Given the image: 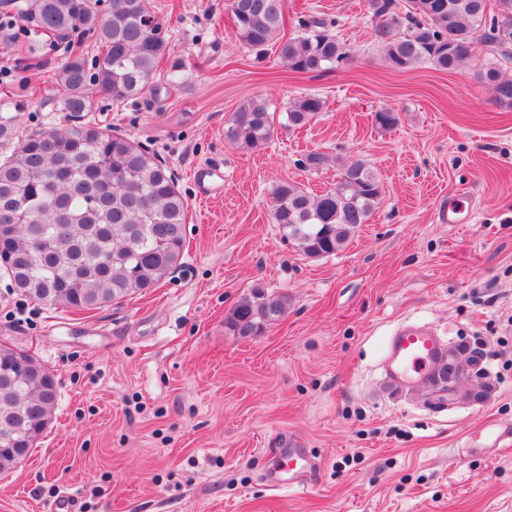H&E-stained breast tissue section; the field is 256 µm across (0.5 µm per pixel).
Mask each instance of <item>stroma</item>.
<instances>
[{
	"instance_id": "stroma-1",
	"label": "stroma",
	"mask_w": 512,
	"mask_h": 512,
	"mask_svg": "<svg viewBox=\"0 0 512 512\" xmlns=\"http://www.w3.org/2000/svg\"><path fill=\"white\" fill-rule=\"evenodd\" d=\"M169 26L163 69L178 80L91 118L157 154L188 204L181 266L158 287L89 311L31 301L0 270V340L53 375L57 409L31 453L0 475V512H512V446L469 448L486 423L512 427V108L480 79L500 54L478 41L451 72L386 63L368 0H288V28L337 18L352 59L318 77L256 55L226 0H149ZM0 50V80L27 77L20 135L70 121L53 111L63 49L20 74ZM305 93L322 112L276 125L245 150L224 136L250 98L274 113ZM392 109L388 130L373 119ZM320 153V168L307 167ZM361 160L382 196L335 254L310 257L271 215L281 183L319 194ZM467 193L474 214L443 222ZM288 301L257 336L224 319L254 289ZM428 322L444 346L482 354L447 403L423 380L389 382L394 328ZM317 463L308 490H270L288 450Z\"/></svg>"
}]
</instances>
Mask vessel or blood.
Segmentation results:
<instances>
[{"label": "vessel or blood", "mask_w": 512, "mask_h": 512, "mask_svg": "<svg viewBox=\"0 0 512 512\" xmlns=\"http://www.w3.org/2000/svg\"><path fill=\"white\" fill-rule=\"evenodd\" d=\"M447 356L445 346L435 332L426 326L403 324L393 332L385 353L384 363L397 381L411 383L431 376L434 368ZM309 456L301 451L288 455L284 466L267 475L269 487L275 489L304 488V478L298 468L309 465Z\"/></svg>", "instance_id": "obj_1"}]
</instances>
